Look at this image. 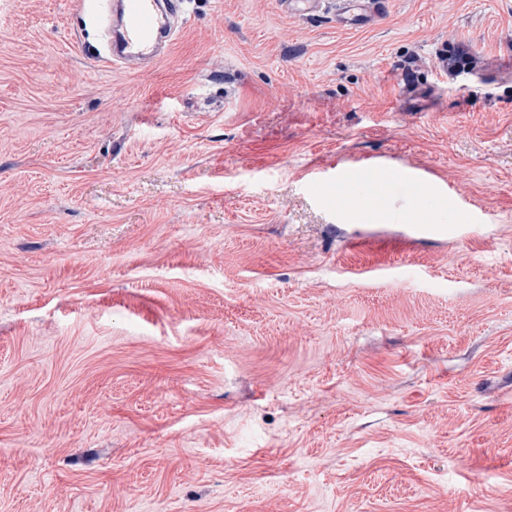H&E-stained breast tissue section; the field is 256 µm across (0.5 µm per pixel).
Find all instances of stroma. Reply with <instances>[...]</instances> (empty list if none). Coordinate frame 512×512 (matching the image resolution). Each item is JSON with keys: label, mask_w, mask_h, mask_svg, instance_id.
I'll use <instances>...</instances> for the list:
<instances>
[{"label": "stroma", "mask_w": 512, "mask_h": 512, "mask_svg": "<svg viewBox=\"0 0 512 512\" xmlns=\"http://www.w3.org/2000/svg\"><path fill=\"white\" fill-rule=\"evenodd\" d=\"M183 8L0 0V512H512V0ZM181 4V0H114L112 48L108 53H90L83 44L84 53L109 67L155 60L173 41L170 20L178 16ZM430 175H434L432 169L422 168L414 171L397 170L394 174H387L386 178L377 182L378 191L374 197L379 200H385L391 189L397 185L425 181Z\"/></svg>", "instance_id": "35a3bbf8"}]
</instances>
